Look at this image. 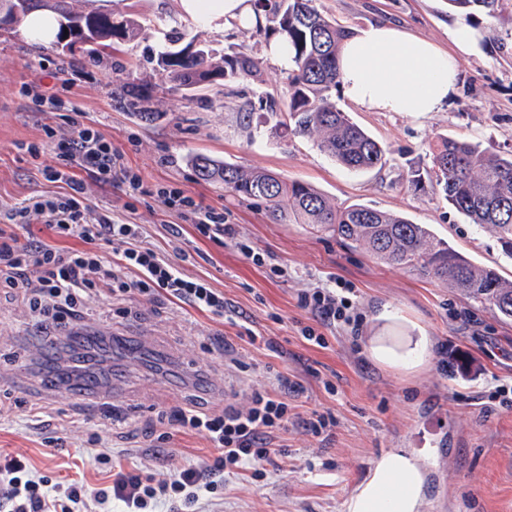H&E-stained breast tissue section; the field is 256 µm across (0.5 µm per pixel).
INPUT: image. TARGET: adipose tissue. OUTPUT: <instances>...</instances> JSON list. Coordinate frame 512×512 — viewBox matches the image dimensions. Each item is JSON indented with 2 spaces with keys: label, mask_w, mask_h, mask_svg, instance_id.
I'll list each match as a JSON object with an SVG mask.
<instances>
[{
  "label": "adipose tissue",
  "mask_w": 512,
  "mask_h": 512,
  "mask_svg": "<svg viewBox=\"0 0 512 512\" xmlns=\"http://www.w3.org/2000/svg\"><path fill=\"white\" fill-rule=\"evenodd\" d=\"M183 12L209 23L253 26L252 0H180ZM451 49L398 26L373 22L347 40L339 57L340 89L353 104L377 112H435L455 91L457 59L482 51V33L466 19L448 27ZM425 468L408 451L377 461L350 498L347 512H425Z\"/></svg>",
  "instance_id": "adipose-tissue-1"
}]
</instances>
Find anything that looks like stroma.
<instances>
[{"instance_id": "35a3bbf8", "label": "stroma", "mask_w": 512, "mask_h": 512, "mask_svg": "<svg viewBox=\"0 0 512 512\" xmlns=\"http://www.w3.org/2000/svg\"><path fill=\"white\" fill-rule=\"evenodd\" d=\"M323 14L352 31L383 21L448 47V0H314ZM145 25L124 53L86 64L82 53L62 56L37 48L23 31L0 35V210L32 197L53 195L60 184L44 172L62 167L56 150L30 157L25 147L46 141L47 129L72 121L99 127L142 179L138 192L104 188L83 175L92 214L143 227V240L174 260L186 276L207 280L224 295V313L199 312L165 296L128 295L88 306L85 320L111 328L132 346L156 352L171 374L135 359L112 364L106 390L77 395L40 383L31 371L26 339L40 327L21 292L0 297V451L25 455L37 474L110 483L108 465L69 455L99 437L123 469L162 475L212 463L218 451L203 434H174L166 443L171 408L245 404L252 389L284 374L299 386L288 396L295 415L274 440L277 449L253 480L242 472L224 479L218 495L195 512H346V502L386 451L423 456L428 512H512V407L487 406L482 393L492 377L512 379V322L457 289L377 262L363 250L304 224H275L265 208L240 200L223 185L198 178L192 160L206 155L243 168L267 169L309 183L339 205L361 204L401 214L434 233L475 263L512 279L490 229L469 224L431 187L432 151L440 139L477 142L512 153V0L497 17L473 12L484 34L483 53L461 57L459 82L436 112H372L334 91L341 111L384 149L381 166L354 172L321 151L309 136H283L267 111V96L288 98V71L265 49L271 31L235 24L214 26L190 18L179 0H111ZM217 52L241 51L257 59V78L209 91V103L171 89L155 69L157 54L180 32ZM68 72L67 82L55 78ZM38 82L56 98L41 112L23 95ZM146 85L159 117L142 121L114 96L118 85ZM420 186H413L414 178ZM181 189L201 209L222 213L266 262L258 266L234 242L203 238L192 219L164 207L157 191ZM339 279L351 283L363 317L358 335L322 327L326 347L305 340L313 324L299 304L302 292ZM128 316H121V309ZM223 345L212 342L214 336ZM324 414L335 424L318 436L300 419Z\"/></svg>"}]
</instances>
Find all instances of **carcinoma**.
<instances>
[{"instance_id": "carcinoma-1", "label": "carcinoma", "mask_w": 512, "mask_h": 512, "mask_svg": "<svg viewBox=\"0 0 512 512\" xmlns=\"http://www.w3.org/2000/svg\"><path fill=\"white\" fill-rule=\"evenodd\" d=\"M72 0H38L37 9L55 16L58 31L51 48L78 41L86 60L96 64L105 50L117 53L144 30L131 11L100 8L75 10ZM500 0H448L461 11L496 16ZM258 16L270 30L288 39L293 63L285 132L318 137L321 149L345 168L361 171L383 163L382 147L331 101L339 85L337 59L354 32L317 10L313 0H255ZM156 66L178 88L201 92L256 76L257 62L243 52L219 54L207 45L191 53L169 47ZM119 102L140 118L153 120L147 88L126 83L115 92ZM435 185L444 199L480 228L495 232L502 251L512 258V154L496 155L480 145L443 138L432 154ZM204 181H221L242 200L264 205L276 223L306 224L328 232L346 245L365 250L383 263L407 269L455 288L501 320H512V281L497 269L475 264L425 224L361 204L338 206L307 183L286 181L265 169H244L196 158Z\"/></svg>"}]
</instances>
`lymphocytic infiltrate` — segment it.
Returning a JSON list of instances; mask_svg holds the SVG:
<instances>
[{
    "mask_svg": "<svg viewBox=\"0 0 512 512\" xmlns=\"http://www.w3.org/2000/svg\"><path fill=\"white\" fill-rule=\"evenodd\" d=\"M57 147L65 159L63 168L49 170L48 181L62 183L66 192L44 196L32 206L0 211V291H23L31 314L54 328H66L62 344L104 342L100 332H89L81 314L96 298L128 294H164L193 309L216 315L224 312V296L204 279L184 276L176 265L144 244L137 224L86 217L84 183L77 171L89 173L101 186L119 183L138 191L141 177L124 165L120 152L96 126L76 124L60 135ZM43 220L49 240L21 238L32 219ZM121 245L113 262L103 259L99 248ZM355 290L346 282L304 291L300 305L317 322L303 328V336L319 346L327 339L318 325L358 331L361 315L353 301ZM290 420L288 379L279 376L277 392L253 390L246 405H225L214 411L172 410L171 431L205 434L220 450L212 464L180 468L164 478L118 470L103 487L82 482L63 485L37 475L24 455H0V512H180L224 486V477L240 471L264 477V462L276 450L275 434Z\"/></svg>",
    "mask_w": 512,
    "mask_h": 512,
    "instance_id": "f902f5d3",
    "label": "lymphocytic infiltrate"
}]
</instances>
